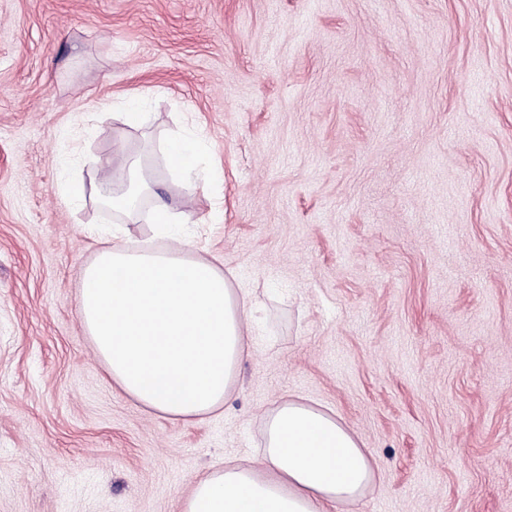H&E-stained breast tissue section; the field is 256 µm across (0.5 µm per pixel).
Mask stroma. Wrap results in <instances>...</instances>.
<instances>
[{
	"mask_svg": "<svg viewBox=\"0 0 512 512\" xmlns=\"http://www.w3.org/2000/svg\"><path fill=\"white\" fill-rule=\"evenodd\" d=\"M190 124L223 216L161 149ZM134 158L130 216L102 172ZM157 195L258 296L229 401L189 419L121 391L77 310L90 230L168 249ZM291 399L372 454L342 512H512V0H0V512H182ZM147 96L148 91L146 90H140L138 93L133 91L124 96L126 112H120L119 114L126 125L138 127L143 123L145 114V112H142L144 104L143 99Z\"/></svg>",
	"mask_w": 512,
	"mask_h": 512,
	"instance_id": "1",
	"label": "stroma"
}]
</instances>
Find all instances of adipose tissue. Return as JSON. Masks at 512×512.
Masks as SVG:
<instances>
[{"instance_id":"1","label":"adipose tissue","mask_w":512,"mask_h":512,"mask_svg":"<svg viewBox=\"0 0 512 512\" xmlns=\"http://www.w3.org/2000/svg\"><path fill=\"white\" fill-rule=\"evenodd\" d=\"M164 150L173 173L204 172V139L182 132ZM250 295L235 296L210 261L182 249L126 244L99 249L81 282L78 312L113 382L156 412L197 417L226 402L249 354L243 319ZM369 453L335 415L288 400L266 417L260 468L226 462L198 477L182 512H338L373 481Z\"/></svg>"}]
</instances>
